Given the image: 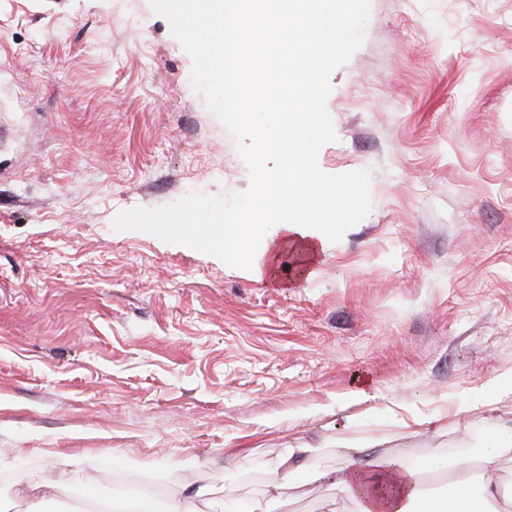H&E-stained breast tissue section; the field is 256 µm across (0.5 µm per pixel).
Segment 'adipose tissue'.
Here are the masks:
<instances>
[{"label":"adipose tissue","mask_w":512,"mask_h":512,"mask_svg":"<svg viewBox=\"0 0 512 512\" xmlns=\"http://www.w3.org/2000/svg\"><path fill=\"white\" fill-rule=\"evenodd\" d=\"M170 8L185 21L205 14L207 33L221 38L220 54L200 76L221 72L216 102L250 134L253 147L245 164L266 201L260 212L226 216L224 225L210 228L206 237L186 229V238L221 253L225 261L247 262L261 275L287 250L312 262L336 220L306 137L316 120L321 63L349 31L347 23L336 20L335 0H172ZM293 16L303 20L298 36L305 56L298 65L281 38ZM270 157L279 161L273 176L265 167ZM316 210L317 222L307 217ZM497 436L481 469L468 460L454 463L442 495L433 501L421 497L419 472L400 466L388 451L345 439L336 445L348 464L325 480L354 512H512V488L502 487L498 475L502 453L512 449V428L502 427Z\"/></svg>","instance_id":"obj_1"}]
</instances>
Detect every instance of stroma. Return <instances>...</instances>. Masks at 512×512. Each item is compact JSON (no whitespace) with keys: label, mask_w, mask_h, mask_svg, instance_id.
Masks as SVG:
<instances>
[{"label":"stroma","mask_w":512,"mask_h":512,"mask_svg":"<svg viewBox=\"0 0 512 512\" xmlns=\"http://www.w3.org/2000/svg\"><path fill=\"white\" fill-rule=\"evenodd\" d=\"M164 0H0V472L157 507L352 512L317 476L356 442L448 476L512 387V0H343L322 67L318 178L346 219L307 272L257 277L146 222L263 206L245 129ZM434 418L437 430L405 425ZM302 454L277 470L289 449ZM507 388L494 387L493 389L481 388L474 391L472 394L464 399L459 400L454 406V412L456 414L467 413L475 408H484L488 412H493L496 409L497 404L506 398L509 394Z\"/></svg>","instance_id":"1"}]
</instances>
